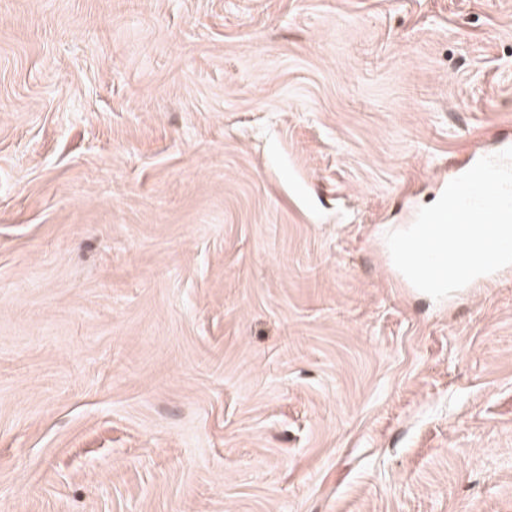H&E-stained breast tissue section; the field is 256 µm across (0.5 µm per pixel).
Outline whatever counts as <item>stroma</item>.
Segmentation results:
<instances>
[{"label":"stroma","instance_id":"stroma-1","mask_svg":"<svg viewBox=\"0 0 512 512\" xmlns=\"http://www.w3.org/2000/svg\"><path fill=\"white\" fill-rule=\"evenodd\" d=\"M512 147V0H0V512H512V271L383 261Z\"/></svg>","mask_w":512,"mask_h":512}]
</instances>
